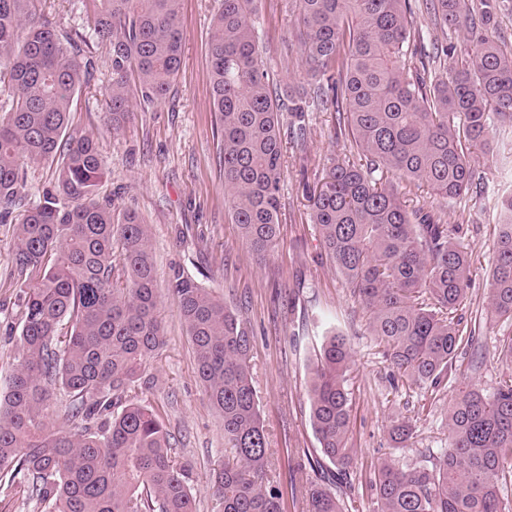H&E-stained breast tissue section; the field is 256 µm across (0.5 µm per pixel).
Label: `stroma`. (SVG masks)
<instances>
[{
    "label": "stroma",
    "instance_id": "stroma-1",
    "mask_svg": "<svg viewBox=\"0 0 512 512\" xmlns=\"http://www.w3.org/2000/svg\"><path fill=\"white\" fill-rule=\"evenodd\" d=\"M218 7L219 0H182V66L165 100L134 101L130 121L112 130L105 117L111 62L106 49L97 48L90 83L70 115L73 127L99 146L108 171L101 194L111 196L119 208L134 211L149 230L165 345L148 366L150 387L133 391L128 400L149 406L164 423L173 456L190 467L197 512H216L212 480L227 454L224 428L205 398L178 302L167 288L172 268H181L247 323L269 478L280 493L281 512H307L308 491L322 484L329 467L310 422L308 382L327 332L339 330L352 348L349 445L357 464L336 493L347 512H373L369 483L378 462L392 458L412 465L438 453L448 444L447 410L460 391L474 382L490 392L512 375V364L498 350L504 329L487 310L499 222L494 202L512 193V129L494 127L492 150L474 151L475 178L461 202L445 205L427 189L394 183L407 210L444 213L456 227L453 242L471 256V287L463 315L476 334L473 343L462 344L459 362L466 366L478 351L483 366L476 375L466 370L457 374L434 395L409 384L391 387L393 368L384 348L371 336L365 310L327 258L310 221L311 190L332 160L348 152L336 114L311 112L301 145L292 129H281L280 233L271 256L261 260L245 248L228 216L206 57ZM258 7L271 70L278 80L303 85L296 11L288 0H260ZM12 246V224L0 223V392L20 354ZM397 417L414 425L412 438L402 446L389 435Z\"/></svg>",
    "mask_w": 512,
    "mask_h": 512
}]
</instances>
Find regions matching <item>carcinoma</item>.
<instances>
[{"label":"carcinoma","mask_w":512,"mask_h":512,"mask_svg":"<svg viewBox=\"0 0 512 512\" xmlns=\"http://www.w3.org/2000/svg\"><path fill=\"white\" fill-rule=\"evenodd\" d=\"M37 2L0 0V223L22 206L29 168L56 174L15 224L21 358L0 395V480L23 487L45 512H196L163 422L146 405H122L150 384L146 367L164 345L147 225L100 195L97 144L69 123L94 69L92 40L111 53L112 130L130 118L132 96L152 103L170 93L182 65L181 0H82L90 27L65 35ZM292 2L312 80L307 91L271 78L257 0H221L214 18L207 54L232 222L253 254L273 252L282 113L301 131L316 110L347 118L364 163L332 162L310 195L311 222L395 372L435 392L455 377L463 341L475 338L458 315L470 263L450 241L454 228L435 212H408L382 180L392 173L442 201L461 199L472 184L471 149L486 144L490 117L512 127V50L484 35L495 26L498 0H422L415 8L411 0ZM416 9L439 27L465 22L473 48L429 50L414 27ZM498 206L489 312L512 322V195ZM169 290L230 448L215 475L217 512H280L266 486L251 331L179 268ZM350 359L346 337L329 331L309 388L311 425L337 476L355 467ZM60 390L70 396L66 419L83 426L48 424ZM447 427L448 447L427 463H379L375 512H512L500 490L512 477V376L491 392H462ZM389 434L402 444L412 424L397 418ZM308 512H345V505L314 486Z\"/></svg>","instance_id":"carcinoma-1"}]
</instances>
